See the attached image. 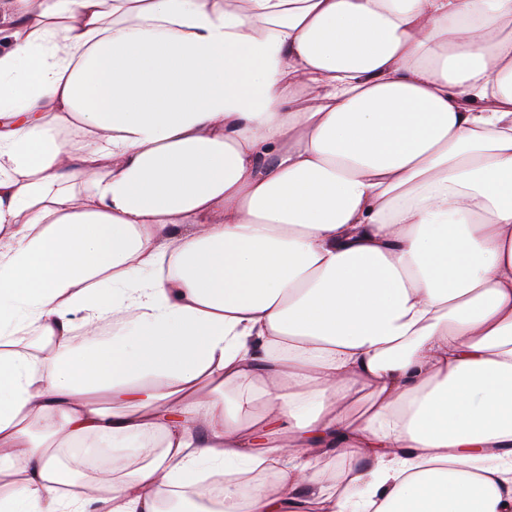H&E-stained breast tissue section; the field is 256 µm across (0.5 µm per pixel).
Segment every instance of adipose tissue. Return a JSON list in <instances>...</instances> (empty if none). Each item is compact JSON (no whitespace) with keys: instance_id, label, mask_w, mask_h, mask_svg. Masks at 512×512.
<instances>
[{"instance_id":"ef3b65f1","label":"adipose tissue","mask_w":512,"mask_h":512,"mask_svg":"<svg viewBox=\"0 0 512 512\" xmlns=\"http://www.w3.org/2000/svg\"><path fill=\"white\" fill-rule=\"evenodd\" d=\"M210 479L512 512V0H0V512ZM356 465L352 461L338 455L329 454L321 457L316 465V470L322 478H331L339 476L350 468H355Z\"/></svg>"}]
</instances>
